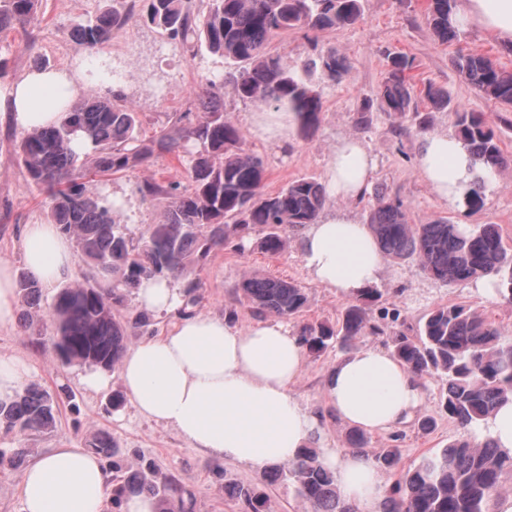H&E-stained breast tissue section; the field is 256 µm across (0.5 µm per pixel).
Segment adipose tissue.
<instances>
[{
  "label": "adipose tissue",
  "mask_w": 512,
  "mask_h": 512,
  "mask_svg": "<svg viewBox=\"0 0 512 512\" xmlns=\"http://www.w3.org/2000/svg\"><path fill=\"white\" fill-rule=\"evenodd\" d=\"M456 20L476 26L512 47V0H458ZM77 90L55 70H34L9 91L12 121L30 131L59 123L62 106ZM422 174L439 199L465 211V195L485 169L447 132L424 136ZM375 161L361 140L347 137L333 151L325 186L330 196L361 198ZM311 280L351 300L377 283L384 257L368 226L346 213L307 225L301 240ZM29 276L43 285L74 270L70 239L55 224L26 225L21 238ZM305 368V349L281 322L241 329L224 317L187 314L166 335L140 340L124 357L123 388L139 412L173 427L192 447L255 468L295 459L322 440L319 413L292 394ZM324 393L336 418L366 431L391 430L422 402L421 381L389 351L367 347L342 357L326 374ZM342 497L357 512H379L386 478L364 450H326ZM112 493L106 465L82 447L55 448L27 467L20 484L22 512H104Z\"/></svg>",
  "instance_id": "ef3b65f1"
}]
</instances>
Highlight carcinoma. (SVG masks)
Listing matches in <instances>:
<instances>
[{
    "mask_svg": "<svg viewBox=\"0 0 512 512\" xmlns=\"http://www.w3.org/2000/svg\"><path fill=\"white\" fill-rule=\"evenodd\" d=\"M112 0L98 14L76 23L70 37L90 51L109 46L141 6L138 17L180 43L191 57L206 49L235 64L236 95L276 111L292 113L294 126L307 137L319 127L322 97L308 79L288 70L281 56L266 52L279 32L307 28L337 31L362 18L361 0ZM457 0H427L425 21L439 41L457 44L464 32L455 19ZM41 0H0V34L13 23L39 19ZM388 71L378 91L379 108L388 114L410 110L414 88L408 83L411 60L387 55ZM454 70L480 95L512 109V72L489 55L460 48L451 59ZM349 64L334 48L304 65L327 82L341 81ZM424 97L431 112H448L456 135L494 174L507 157L494 128L481 112H469L451 96L428 86ZM202 113L190 122L192 111ZM57 126L21 133L15 156L28 182L50 198V223L72 238L92 276L66 285L54 297L55 347L68 363L111 368L126 349L127 325L116 317L125 291L142 281L177 276L191 262H203L233 241L259 234L258 248L278 255L287 232L314 223L328 201L323 183L311 177L289 182L274 194L263 191V161L244 148L238 128L224 117V85L208 82L195 93L192 107L167 115L168 127L149 139L139 134L138 113L114 95H87L65 109ZM195 151L187 155L190 183L180 185L151 179L139 191L166 200L163 219L139 239L128 235L110 205L81 182L91 172L115 174L133 167H150L168 153L180 156L183 142ZM85 147L81 154L73 143ZM486 185L478 181L467 206H484ZM367 224L385 256L416 258L423 271L444 283L497 280V292L512 303V247L496 224L462 227L448 219L411 224L402 202L383 191L375 194ZM254 313L292 319L300 315L307 295L298 284L264 275H248L238 284ZM18 292L31 309L38 307L41 286L19 277ZM381 298L375 288L363 291L347 306L336 325L305 324L299 336L311 354L330 345H350L361 336H386L391 351L416 375H436L447 381L442 408L458 436L403 472L389 489L382 512H493L506 478H512V453L497 447L488 430L496 407L512 401V336L483 314L463 305H436L421 318L419 333L410 336L400 313L370 316ZM58 400L31 384L9 403L0 402V425L6 430L40 433L56 423ZM118 472L112 487V509L120 512L132 494L154 498L158 512H192L193 493L174 477L159 478L155 468L141 465ZM274 477L293 481L311 512H355L336 488L333 472L315 448L303 450L291 462L272 467ZM235 495L247 512H264L265 496L239 487Z\"/></svg>",
    "mask_w": 512,
    "mask_h": 512,
    "instance_id": "obj_1",
    "label": "carcinoma"
}]
</instances>
